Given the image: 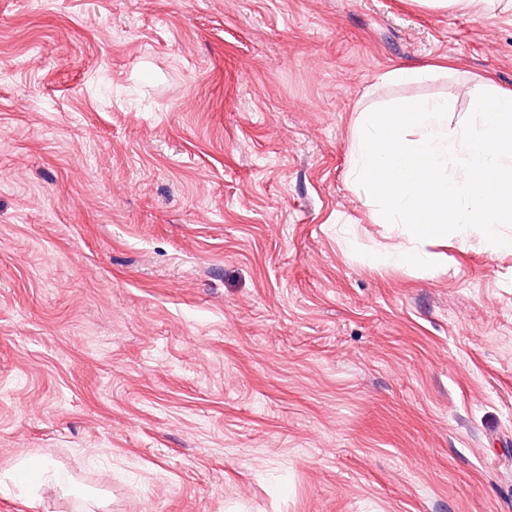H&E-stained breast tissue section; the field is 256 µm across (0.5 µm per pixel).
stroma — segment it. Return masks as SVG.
<instances>
[{
	"instance_id": "stroma-1",
	"label": "stroma",
	"mask_w": 512,
	"mask_h": 512,
	"mask_svg": "<svg viewBox=\"0 0 512 512\" xmlns=\"http://www.w3.org/2000/svg\"><path fill=\"white\" fill-rule=\"evenodd\" d=\"M486 79L506 0H0V512H512V250L374 265L346 180ZM445 67L396 66L388 70L381 80L396 85H411L430 79L437 71H447Z\"/></svg>"
}]
</instances>
